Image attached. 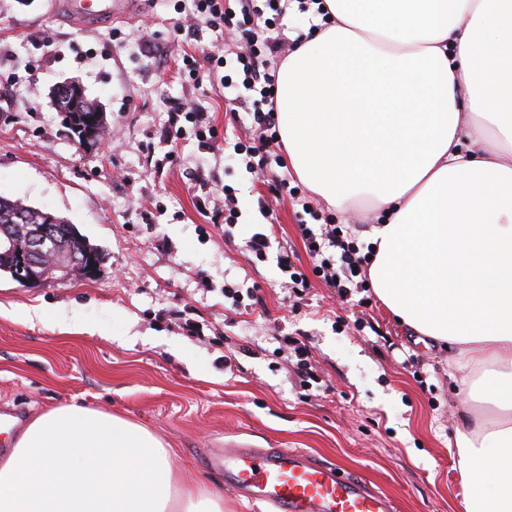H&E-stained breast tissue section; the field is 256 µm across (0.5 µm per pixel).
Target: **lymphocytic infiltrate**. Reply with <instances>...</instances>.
<instances>
[{"label": "lymphocytic infiltrate", "instance_id": "obj_1", "mask_svg": "<svg viewBox=\"0 0 512 512\" xmlns=\"http://www.w3.org/2000/svg\"><path fill=\"white\" fill-rule=\"evenodd\" d=\"M236 7H227L225 0H190L194 14L204 19L213 31H233L250 43L248 53L235 58L208 56L206 64H199L194 55L183 59L185 79L199 82L202 76L218 79L224 89V99L230 107L228 122L234 126L249 124L258 127V140L236 142L234 151L241 155L248 172L267 175V191L273 196L289 195L298 198L300 187L290 186L287 178L277 174L283 166V147L276 125L277 113L272 90L277 79L278 65L285 59L291 46L284 34L264 35L261 24L266 12H274L284 19L291 0H236ZM259 94L260 104L239 111L247 95ZM206 113L195 107L175 106L161 135L167 142L194 135L201 146L211 147L219 137L216 127L207 126ZM299 235L308 256L307 265L296 263L288 252H280L277 267L290 280L294 295H302L319 279L339 298H347L358 288H368L367 270L370 261L355 236L344 232L336 224L322 225L313 230L310 225L298 224Z\"/></svg>", "mask_w": 512, "mask_h": 512}]
</instances>
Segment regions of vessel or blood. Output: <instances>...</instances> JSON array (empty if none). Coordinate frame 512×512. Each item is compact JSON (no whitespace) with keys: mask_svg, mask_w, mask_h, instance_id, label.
<instances>
[{"mask_svg":"<svg viewBox=\"0 0 512 512\" xmlns=\"http://www.w3.org/2000/svg\"><path fill=\"white\" fill-rule=\"evenodd\" d=\"M58 10L92 26L127 14L130 0H58ZM211 469L226 485L268 512H395L362 476L293 448L236 444L213 452Z\"/></svg>","mask_w":512,"mask_h":512,"instance_id":"obj_1","label":"vessel or blood"}]
</instances>
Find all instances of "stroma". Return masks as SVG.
<instances>
[{
  "instance_id": "stroma-1",
  "label": "stroma",
  "mask_w": 512,
  "mask_h": 512,
  "mask_svg": "<svg viewBox=\"0 0 512 512\" xmlns=\"http://www.w3.org/2000/svg\"><path fill=\"white\" fill-rule=\"evenodd\" d=\"M53 2L0 0V196L67 218L104 263L93 278L34 288L0 275V410L27 422L75 401L137 422L171 448L178 481L222 492L224 512H266L205 463L231 440L310 451L365 476L398 512H464L455 435L470 406L451 352L383 303L342 301L319 282L293 301L276 256L305 252L297 204L273 202L271 247L258 261L245 242L267 220V190L234 154L236 134L210 150L192 135L175 146L160 137L175 101L201 103L224 126L222 90L180 69L195 47L220 55L245 42L225 43L175 0H132L133 18L94 28ZM67 79L106 114L94 154L48 97ZM227 203L238 214L229 240L206 231L201 213ZM309 206L307 223L332 216L362 242L378 222L365 203ZM246 281L259 284L262 310L225 312L224 286ZM187 307L201 336L176 316ZM76 321L84 332L69 331ZM297 332L318 376L305 388L277 341Z\"/></svg>"
}]
</instances>
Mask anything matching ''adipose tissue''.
Segmentation results:
<instances>
[{"mask_svg":"<svg viewBox=\"0 0 512 512\" xmlns=\"http://www.w3.org/2000/svg\"><path fill=\"white\" fill-rule=\"evenodd\" d=\"M281 65L279 133L307 189L366 202L378 297L453 349L465 512H512V0H321ZM483 142L482 154L462 141ZM176 491L142 426L77 403L32 420L0 465V512H223Z\"/></svg>","mask_w":512,"mask_h":512,"instance_id":"1","label":"adipose tissue"}]
</instances>
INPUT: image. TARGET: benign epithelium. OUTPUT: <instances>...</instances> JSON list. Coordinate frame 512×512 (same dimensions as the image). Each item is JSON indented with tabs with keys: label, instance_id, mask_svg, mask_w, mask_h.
I'll list each match as a JSON object with an SVG mask.
<instances>
[{
	"label": "benign epithelium",
	"instance_id": "7a95c632",
	"mask_svg": "<svg viewBox=\"0 0 512 512\" xmlns=\"http://www.w3.org/2000/svg\"><path fill=\"white\" fill-rule=\"evenodd\" d=\"M52 101L61 113L63 105L75 110L86 99L85 90L73 81L63 82L51 91ZM32 207L19 204L7 215L8 223L0 225V255L14 266L15 278L29 286H39L52 280L65 279L74 274L94 277L102 263L99 251L70 255L66 265L55 262L53 247L59 245L58 237L78 236L72 224L59 225L53 215L45 223H30Z\"/></svg>",
	"mask_w": 512,
	"mask_h": 512
}]
</instances>
